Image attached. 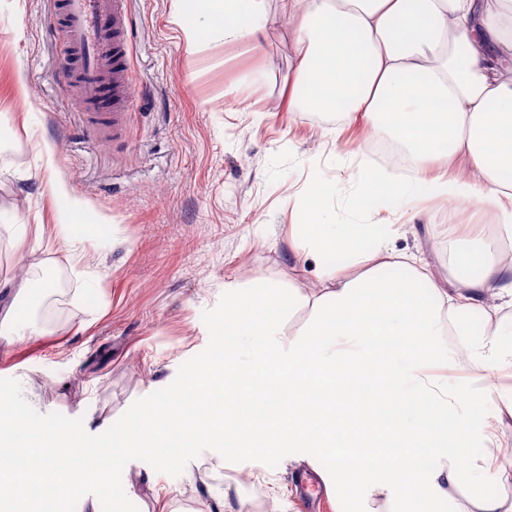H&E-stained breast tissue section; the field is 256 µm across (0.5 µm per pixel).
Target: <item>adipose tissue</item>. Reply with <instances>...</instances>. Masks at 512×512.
I'll return each instance as SVG.
<instances>
[{"mask_svg": "<svg viewBox=\"0 0 512 512\" xmlns=\"http://www.w3.org/2000/svg\"><path fill=\"white\" fill-rule=\"evenodd\" d=\"M264 3L175 0L176 18L189 46L220 36L258 53ZM279 11L295 35L289 111L370 120L417 161L404 181L357 169L354 208L448 198L492 205L512 224V0H279ZM433 160L449 174L427 177ZM333 194L314 180L289 241L321 291L226 286L219 361L198 362L172 399L127 416L104 447L1 398L0 500L58 512L85 471L140 455L164 464L206 441L238 459L261 448L306 459L335 512L357 500L402 512L409 499L431 512H512L488 488L512 478V260L477 244L454 254L440 284L396 248L393 225L336 223ZM302 308L307 321L284 335Z\"/></svg>", "mask_w": 512, "mask_h": 512, "instance_id": "obj_1", "label": "adipose tissue"}]
</instances>
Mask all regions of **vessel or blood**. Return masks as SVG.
Segmentation results:
<instances>
[{"label":"vessel or blood","instance_id":"vessel-or-blood-1","mask_svg":"<svg viewBox=\"0 0 512 512\" xmlns=\"http://www.w3.org/2000/svg\"><path fill=\"white\" fill-rule=\"evenodd\" d=\"M58 9L69 49L63 64L89 117L87 134L120 137L132 109L126 0H60Z\"/></svg>","mask_w":512,"mask_h":512}]
</instances>
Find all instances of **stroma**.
<instances>
[{"label":"stroma","mask_w":512,"mask_h":512,"mask_svg":"<svg viewBox=\"0 0 512 512\" xmlns=\"http://www.w3.org/2000/svg\"><path fill=\"white\" fill-rule=\"evenodd\" d=\"M264 53L214 39L196 48L175 19L173 0H127L132 35L127 66L134 106L123 135L96 140L66 89L63 26L49 27L52 0H0V279H18L32 260L54 283L23 336L0 346V397L16 396L40 421L104 443L126 415L155 406L180 387L217 339L224 286L257 279L320 288L312 266L288 255L305 193L315 178L336 187V221L399 225L398 249L448 280L449 239L460 224H482L492 207L416 209L382 202L366 214L350 204L348 175L370 159L376 133L363 122L337 130L317 112H290L294 37L278 0ZM101 226L84 259L65 260L58 192ZM40 224V240L16 245V228ZM308 464L263 454L241 462L219 447L159 465L140 457L113 471L112 493L98 483L104 512H207L231 490L237 512H333L293 492ZM209 495H201L202 487Z\"/></svg>","instance_id":"obj_1"}]
</instances>
